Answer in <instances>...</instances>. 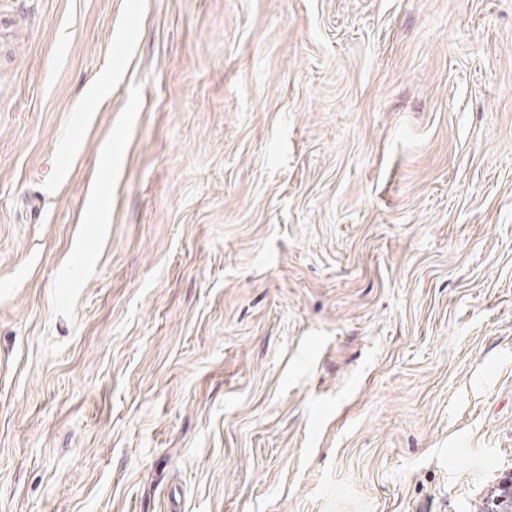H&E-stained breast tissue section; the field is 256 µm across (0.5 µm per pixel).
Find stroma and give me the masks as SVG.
<instances>
[{
	"mask_svg": "<svg viewBox=\"0 0 512 512\" xmlns=\"http://www.w3.org/2000/svg\"><path fill=\"white\" fill-rule=\"evenodd\" d=\"M511 472L512 0H0V512Z\"/></svg>",
	"mask_w": 512,
	"mask_h": 512,
	"instance_id": "35a3bbf8",
	"label": "stroma"
}]
</instances>
